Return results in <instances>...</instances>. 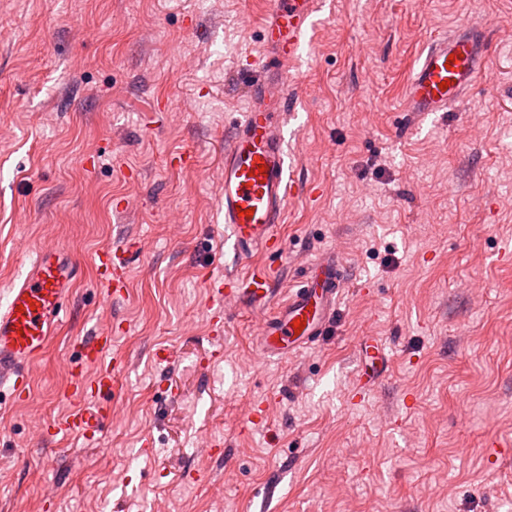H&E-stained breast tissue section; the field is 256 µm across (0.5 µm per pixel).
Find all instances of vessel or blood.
I'll list each match as a JSON object with an SVG mask.
<instances>
[{
	"instance_id": "obj_1",
	"label": "vessel or blood",
	"mask_w": 512,
	"mask_h": 512,
	"mask_svg": "<svg viewBox=\"0 0 512 512\" xmlns=\"http://www.w3.org/2000/svg\"><path fill=\"white\" fill-rule=\"evenodd\" d=\"M322 7V0H269L263 27L267 78L252 85L247 107L224 146L219 178L227 229L224 244L242 257L273 255L283 248L277 226L294 190L286 129V114L294 107L288 92V65L300 59L309 45ZM490 49L489 32L467 21L436 36L419 55L406 85L408 114L425 118L448 111L484 74ZM142 248L139 242L121 243L98 252L105 288L102 301L123 297L128 254ZM75 277V268L63 253L40 250L30 270L10 289L6 304L0 306V389L8 388L13 397L26 392V367L46 348ZM345 283L346 274L335 253L312 263L299 284L289 290L287 300L261 323L263 356L285 359L323 336ZM274 293L273 279L264 271L243 277L228 273L212 288L214 301L224 306L241 301L264 305ZM298 320L303 323L299 330L294 327ZM111 346L108 329L82 345L81 359L94 367L95 374L86 378L74 373L70 395L91 397L97 404L94 410L73 413L61 423L64 429L80 431L89 442L96 440L109 415L100 399L115 382L112 365L106 360Z\"/></svg>"
}]
</instances>
